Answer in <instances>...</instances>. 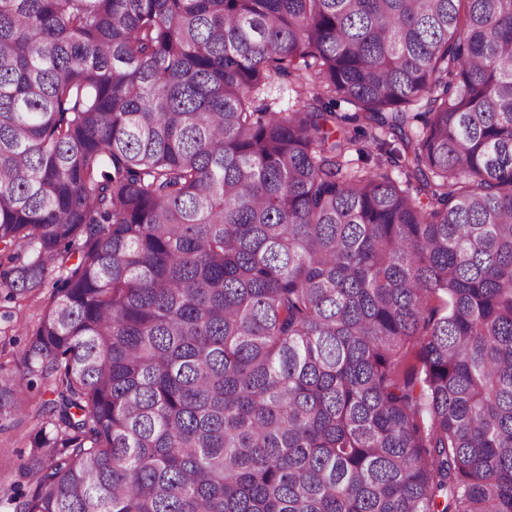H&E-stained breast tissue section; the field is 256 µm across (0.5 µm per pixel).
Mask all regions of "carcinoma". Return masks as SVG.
Here are the masks:
<instances>
[{"label": "carcinoma", "instance_id": "carcinoma-1", "mask_svg": "<svg viewBox=\"0 0 512 512\" xmlns=\"http://www.w3.org/2000/svg\"><path fill=\"white\" fill-rule=\"evenodd\" d=\"M50 272L11 512H512V0H0ZM287 83L280 78H272L265 88L264 96L271 101L276 102V108L283 110L293 103L292 94L288 92Z\"/></svg>", "mask_w": 512, "mask_h": 512}]
</instances>
